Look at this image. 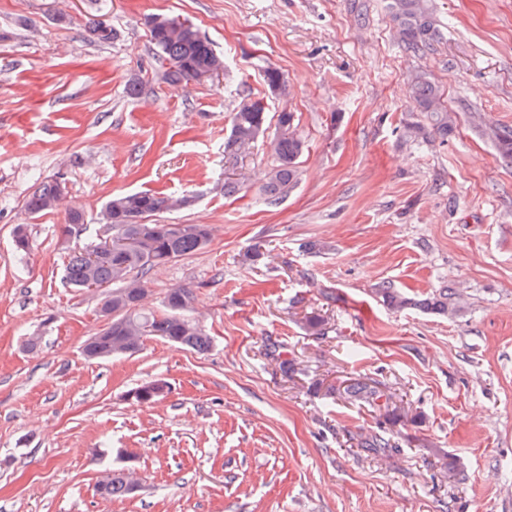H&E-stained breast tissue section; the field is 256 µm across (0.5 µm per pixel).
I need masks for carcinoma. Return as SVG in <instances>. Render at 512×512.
Segmentation results:
<instances>
[{"label": "carcinoma", "instance_id": "obj_1", "mask_svg": "<svg viewBox=\"0 0 512 512\" xmlns=\"http://www.w3.org/2000/svg\"><path fill=\"white\" fill-rule=\"evenodd\" d=\"M389 10L401 43L407 50L423 52L437 40L439 32L428 0H389ZM147 25L151 42L167 66L166 77L174 81H194V67L211 65L219 58L211 42L189 24L180 25L178 30L167 28L158 25L156 17L152 16L148 18ZM91 34L99 43H108L114 36L112 26L106 20L95 22ZM410 92L421 110L429 114L434 128L440 133H448V110L443 105L438 87L420 74L412 81ZM278 126L280 133L270 141L275 165L261 188L264 201L270 206L277 204L294 186L299 160L305 151V141L296 131L293 113H280ZM266 132L267 112L262 101L244 100L232 115L231 129L224 139V154L238 157L265 137ZM57 190L58 182L55 180L37 183L25 200L24 210L36 215L56 209L60 203ZM187 201L186 197L174 200L149 191L113 195L105 203L102 218L111 226L112 237L133 240L136 245L115 251L112 262L93 269L86 264L83 252L69 256L64 279L70 287L81 289L91 277L112 282V295L104 301V306L112 310V335L137 341L161 338L198 353L210 349L211 337L195 320L186 316L192 300L190 289H170L161 310L144 305L137 310L130 308L131 300L148 289V275L152 270L207 247L211 239V227L207 224H189L182 229L178 224L141 223L146 217L184 207ZM377 294L393 309L417 305L434 313L449 312L456 298L452 288H444L419 303L389 285L377 289ZM159 384L158 380L144 382L128 392L127 399L139 405H150L159 399L156 394ZM344 392L352 401L374 410L389 411V395L378 382L355 380L346 385ZM357 446L385 460L393 459L400 451L392 437L381 428L360 434ZM134 490L135 483L129 468L121 466L109 472L103 495L111 499L122 498Z\"/></svg>", "mask_w": 512, "mask_h": 512}]
</instances>
